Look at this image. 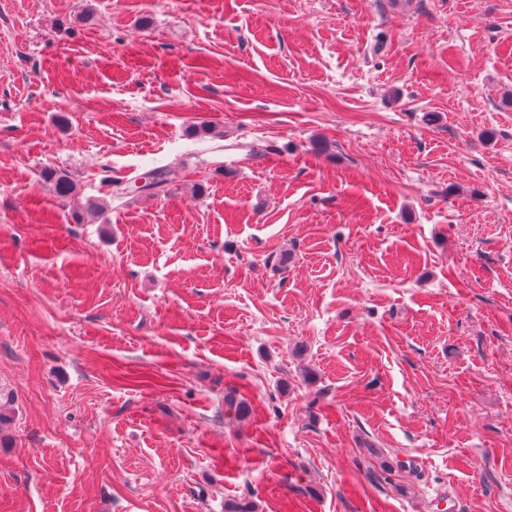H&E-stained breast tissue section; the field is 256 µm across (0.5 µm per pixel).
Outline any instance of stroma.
<instances>
[{"mask_svg": "<svg viewBox=\"0 0 512 512\" xmlns=\"http://www.w3.org/2000/svg\"><path fill=\"white\" fill-rule=\"evenodd\" d=\"M0 393V512H512V0H0Z\"/></svg>", "mask_w": 512, "mask_h": 512, "instance_id": "35a3bbf8", "label": "stroma"}]
</instances>
